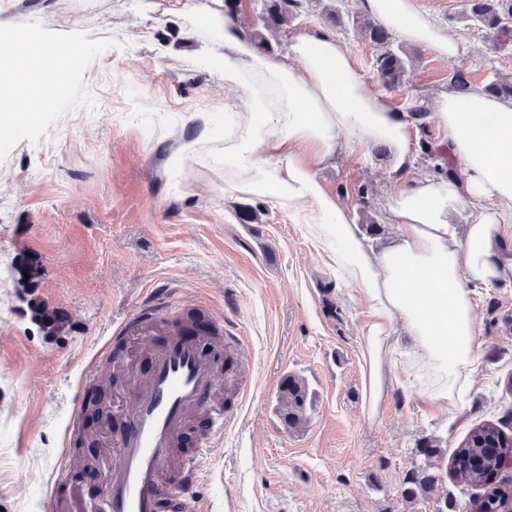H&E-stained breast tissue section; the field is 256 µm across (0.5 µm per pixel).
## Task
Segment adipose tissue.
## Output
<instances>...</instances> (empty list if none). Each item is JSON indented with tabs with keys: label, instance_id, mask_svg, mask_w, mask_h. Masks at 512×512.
Segmentation results:
<instances>
[{
	"label": "adipose tissue",
	"instance_id": "1",
	"mask_svg": "<svg viewBox=\"0 0 512 512\" xmlns=\"http://www.w3.org/2000/svg\"><path fill=\"white\" fill-rule=\"evenodd\" d=\"M361 7L407 42L459 58L458 42L418 0H361ZM208 27L224 48L225 85L247 94L244 109L229 108L224 118V170L237 193L275 202L306 224L338 276L369 306L373 321L363 341L371 401L385 390L383 362L399 329L409 340L408 372L425 395L460 409L477 371L476 291L512 274V259L499 252L504 237H512V99L479 89L436 98L429 120L460 173L415 179L386 200L397 231L377 252L316 170L344 145H385L406 167L414 125L407 112L369 89L338 35H298L286 55L273 57L258 53L222 11ZM72 73L70 64L52 63L36 83L19 85L0 69V112L20 111L21 96L45 95ZM265 154L282 165L262 162ZM464 207L471 219L459 235L450 218Z\"/></svg>",
	"mask_w": 512,
	"mask_h": 512
}]
</instances>
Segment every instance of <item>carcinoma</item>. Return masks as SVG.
Returning <instances> with one entry per match:
<instances>
[{
    "label": "carcinoma",
    "instance_id": "1",
    "mask_svg": "<svg viewBox=\"0 0 512 512\" xmlns=\"http://www.w3.org/2000/svg\"><path fill=\"white\" fill-rule=\"evenodd\" d=\"M304 0H264L262 21L267 28H279L288 24L303 9ZM464 11L468 18L480 24L492 37L508 36L512 30L502 25V19L512 15V0H464ZM365 38L376 48L372 62L373 70L384 85L391 88L401 83L407 72L404 50L394 45L392 34L369 18L356 22ZM448 85L455 92H468L472 82L469 72L454 70L448 74ZM484 91L494 96L512 97V78L493 74L484 86ZM409 117L420 128L427 127L428 108L415 100L407 107ZM425 158L433 163L436 173L445 174L451 168L442 162V157L433 147L421 145ZM282 393L288 403L284 421L292 426L301 422L305 413V387L296 379L288 378L282 384ZM512 456V435L504 432L492 422L472 428L448 462L451 478L481 488V494L469 503L470 512H512V489L497 480L504 458ZM437 481V477L426 469L409 471L403 481V494L414 499L426 492Z\"/></svg>",
    "mask_w": 512,
    "mask_h": 512
}]
</instances>
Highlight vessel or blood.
Wrapping results in <instances>:
<instances>
[{
	"instance_id": "vessel-or-blood-1",
	"label": "vessel or blood",
	"mask_w": 512,
	"mask_h": 512,
	"mask_svg": "<svg viewBox=\"0 0 512 512\" xmlns=\"http://www.w3.org/2000/svg\"><path fill=\"white\" fill-rule=\"evenodd\" d=\"M170 306L169 298H152L115 328V340L146 335L160 326ZM207 342L204 336L188 340L171 335L152 347L147 369L134 378L128 426L113 443L117 458L105 492L106 512H182L185 496L202 475L200 457L219 446L235 423L236 409L224 406L218 395L247 388L236 367L245 339L225 337L224 356L231 363L227 369L207 351ZM111 363L109 349L98 351L83 373L82 388L94 386ZM198 416L207 423L206 434L191 455L177 457L185 432Z\"/></svg>"
}]
</instances>
